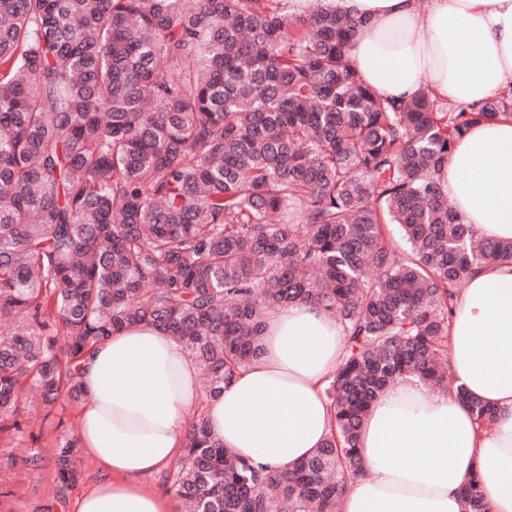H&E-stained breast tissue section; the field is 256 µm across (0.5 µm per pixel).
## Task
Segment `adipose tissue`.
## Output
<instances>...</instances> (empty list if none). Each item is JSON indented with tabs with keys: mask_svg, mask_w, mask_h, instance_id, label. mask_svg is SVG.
<instances>
[{
	"mask_svg": "<svg viewBox=\"0 0 512 512\" xmlns=\"http://www.w3.org/2000/svg\"><path fill=\"white\" fill-rule=\"evenodd\" d=\"M331 2L362 20L350 61L385 98L425 86L475 111L512 91V0ZM443 185L478 237L512 239V118L478 121L460 138ZM263 347L209 399L196 361L154 326L98 344L79 368L76 427L100 477L66 512H173L141 480L183 454V425L197 408L214 438L256 467L285 472L313 455L332 426L323 389L343 356V330L315 306L291 305L267 319ZM448 360L456 385L497 409L495 423L479 431L454 392L398 379L361 426L341 512H462L461 489L475 475L489 512H512V267L472 274L450 322Z\"/></svg>",
	"mask_w": 512,
	"mask_h": 512,
	"instance_id": "obj_1",
	"label": "adipose tissue"
}]
</instances>
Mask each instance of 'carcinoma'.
I'll return each instance as SVG.
<instances>
[{
    "mask_svg": "<svg viewBox=\"0 0 512 512\" xmlns=\"http://www.w3.org/2000/svg\"><path fill=\"white\" fill-rule=\"evenodd\" d=\"M0 0V442L81 403L75 363L113 332L161 328L207 396L258 358L267 315L331 314L344 355L325 388L334 427L316 453L265 472L187 422L162 479L185 512H338L359 428L394 381L452 388L448 326L482 240L441 173L479 119L422 87L378 95L352 66L362 22L310 0ZM397 224L408 249L395 247ZM479 430L494 408L455 387ZM77 437H58L64 485ZM463 512H488L480 481Z\"/></svg>",
    "mask_w": 512,
    "mask_h": 512,
    "instance_id": "obj_1",
    "label": "carcinoma"
}]
</instances>
